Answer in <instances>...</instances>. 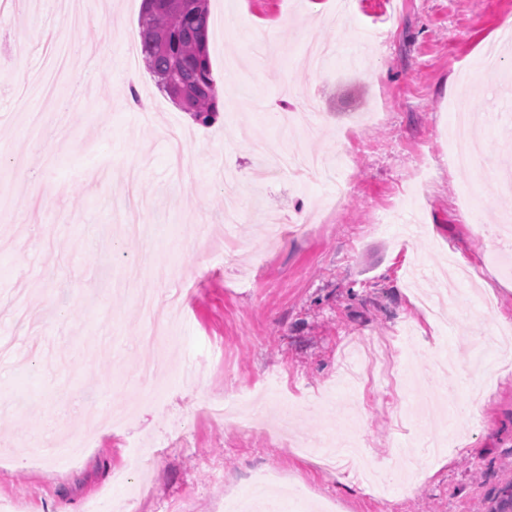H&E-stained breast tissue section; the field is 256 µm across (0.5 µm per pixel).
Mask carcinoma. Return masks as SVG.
<instances>
[{
    "label": "carcinoma",
    "instance_id": "1",
    "mask_svg": "<svg viewBox=\"0 0 512 512\" xmlns=\"http://www.w3.org/2000/svg\"><path fill=\"white\" fill-rule=\"evenodd\" d=\"M207 0H178L176 7L149 8L143 0L141 56L164 91L180 87L179 106L207 124L219 112L216 82L207 50Z\"/></svg>",
    "mask_w": 512,
    "mask_h": 512
}]
</instances>
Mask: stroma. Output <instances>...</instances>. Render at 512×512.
Listing matches in <instances>:
<instances>
[{
	"label": "stroma",
	"mask_w": 512,
	"mask_h": 512,
	"mask_svg": "<svg viewBox=\"0 0 512 512\" xmlns=\"http://www.w3.org/2000/svg\"><path fill=\"white\" fill-rule=\"evenodd\" d=\"M0 0V512H228L272 466L285 471L270 512H512V369L497 361L496 325L512 322V272L485 227L512 213L501 179L512 169V49L499 45L512 0H208V52L219 113L190 120L144 64L140 102L126 103L112 59L140 34L142 0ZM119 21L109 25L108 14ZM386 23L384 40L363 44ZM502 77L483 75L490 43ZM96 44L68 56L80 83L66 95L24 96L47 46ZM23 56L25 69L13 59ZM239 63L226 80L227 56ZM481 139L471 169L448 162L457 110ZM72 115L68 141L30 113ZM316 113L321 134L295 118ZM287 131L289 148L342 153L351 194L332 184L255 185L254 142ZM288 228L274 245L251 217L235 227L246 266H225L224 171ZM315 224L300 230V220ZM188 293L176 337L144 347L139 294ZM394 341L395 372L411 385L383 401L388 381L338 385L346 348ZM201 370L196 385L183 369ZM490 374L463 430L449 415L478 372ZM254 392L244 413L294 405L288 435L244 434L239 420L197 421L204 397ZM92 430L78 463L32 451ZM457 431L448 464L429 453L404 464L409 439ZM358 435L368 462L401 482L376 493L343 469L321 472L299 445ZM150 451L139 488L114 480Z\"/></svg>",
	"instance_id": "obj_1"
}]
</instances>
